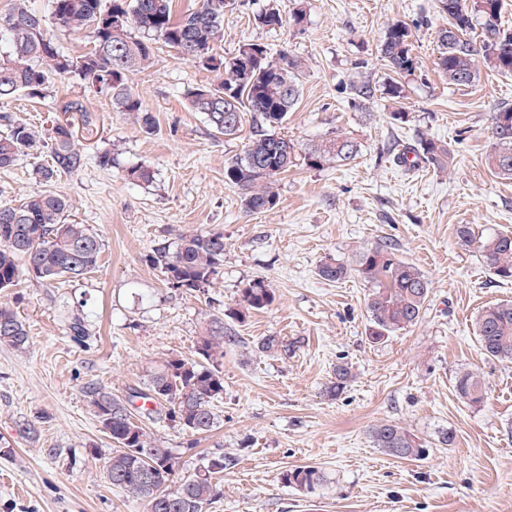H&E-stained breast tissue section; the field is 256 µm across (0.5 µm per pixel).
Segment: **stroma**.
Instances as JSON below:
<instances>
[{"mask_svg": "<svg viewBox=\"0 0 512 512\" xmlns=\"http://www.w3.org/2000/svg\"><path fill=\"white\" fill-rule=\"evenodd\" d=\"M267 3L240 0L225 12L219 53L257 41L272 56L304 59L302 95L281 134L305 145L340 129L360 142V155L322 169L296 163L277 178L275 205L247 213L238 190L225 184L224 167L243 153L249 133H215L189 109L184 89L208 80L195 63L158 41L150 66L132 75L156 118L150 135L114 112L105 94L56 82L55 96L82 99L94 123L76 128L86 165L54 188L104 248L83 279L46 286L24 274L0 293L31 336L22 352L0 346V512H144L106 478L113 443L87 389L122 397L160 360L192 356L206 314L237 306L258 279L275 300L230 325L236 340L224 347L219 427L194 435L134 409L176 454V480L211 456L234 458L206 512H512V364L488 359L472 330L484 307L512 301V283H502L456 235L461 224L484 239L512 233V181L485 165L491 116L512 105V76L486 70L476 85L448 86L435 68L437 33L446 24L439 0H308L301 24L276 30L251 20ZM397 20L412 26L420 64L405 85L403 124L390 123L389 99L361 110L347 91L353 79H381L378 46ZM422 133L454 146L452 170L398 165L396 153ZM110 143L124 166L150 167L153 184L100 167L96 155ZM43 161L28 155L0 170V204L31 194L33 169ZM182 231L224 234V265L208 294L167 288L146 261L158 241ZM379 244L419 268L431 290L417 325L374 343L366 334L371 285L353 266L359 251ZM334 260L351 268L339 282L318 274ZM73 313L87 328L81 343L68 334ZM266 336L280 337L290 351H257ZM340 362L351 379L333 398L326 389ZM462 371L483 376L481 406L457 396ZM388 421L417 435L426 455L401 460L376 448L371 431ZM23 422L36 438L20 434ZM296 466L320 469L322 484L310 493L284 484L283 472Z\"/></svg>", "mask_w": 512, "mask_h": 512, "instance_id": "stroma-1", "label": "stroma"}]
</instances>
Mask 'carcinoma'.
I'll use <instances>...</instances> for the list:
<instances>
[{"label": "carcinoma", "instance_id": "obj_1", "mask_svg": "<svg viewBox=\"0 0 512 512\" xmlns=\"http://www.w3.org/2000/svg\"><path fill=\"white\" fill-rule=\"evenodd\" d=\"M173 0H47V12L32 0H12L8 12L0 13V99L21 93L31 99L50 101L62 116L52 127L25 121L7 122L0 135V169H9L31 151L47 150L49 161L34 168L36 180L48 185L65 173L84 167L86 156L77 146L74 122L79 115L88 125L93 119L79 99L57 101L51 95L58 79L78 81L104 91L112 110L136 122L143 132L155 130V118L129 85V75L149 66L153 42L162 41L180 55L210 73V80L191 86L184 93L190 108L204 115L219 134L232 136L250 115L252 127L245 152L224 167V183L240 190L244 211L259 213L273 207L276 178L293 166L298 153L312 169L355 160L361 145L340 131L331 132L302 148L276 132L288 113L299 103L305 64L283 54L273 59L263 43H245L224 56L215 46L224 39V13L236 0H200L199 7L181 17L172 10ZM448 16L438 33L436 66L450 86L470 87L486 68L501 76H512V31L502 28L503 0H440ZM121 13L128 21L108 23ZM255 24L270 30L283 27L280 10L268 7L253 14ZM86 33L91 48L80 55L63 50L53 31ZM413 32L409 24L395 21L387 26L380 44V57L387 73L382 80L360 79L350 83L351 105L362 108L381 93L391 99L389 119L408 121L405 111V81L416 76L419 62L413 54ZM493 144L486 156L488 170L497 178L512 181V106H501L492 115ZM414 158H408V154ZM397 161L413 167L424 160L440 172L451 169L455 150L422 135L411 147L396 155ZM135 183H153L146 166L125 168ZM457 236L465 246L477 245L486 265L502 281H512V234L501 233L478 239L468 224L458 226ZM103 243L86 224L70 219L68 198L59 191L40 190L17 205H0V292L14 287L26 268L34 279L50 285L62 278L79 279L99 263ZM146 261L161 271L169 287L205 292L212 287L224 265V233L192 232L177 240L156 245ZM356 271L373 285L366 302L367 335L377 343L391 334L416 325L431 290L429 279L403 260L388 245L366 249L358 255ZM325 280L346 278L348 267L339 262L319 266ZM274 301L272 289L256 280L243 290L237 308H225L205 318V327L190 358L170 357L154 365L143 388L125 398L92 387L88 390L94 414L117 448L106 467L111 484L154 505L152 512H205L221 494L220 476L232 461L222 456L206 460L195 473L171 487L176 457L163 448L133 418L129 406L137 399L160 405L166 420L192 434L202 435L218 427L216 404L224 397V343L235 335L224 329V319L240 322L246 313L260 311ZM473 331L483 353L491 360L512 363V302L483 308L473 321ZM30 343L28 330L17 312L0 303V345L24 350ZM350 378L349 368L334 370L330 394L342 390ZM455 391L469 405L485 399L480 374L463 371L455 378ZM373 442L386 454L419 459L426 454L416 437L403 426L385 422L372 430ZM285 484L311 492L323 481L322 472L300 466L284 472Z\"/></svg>", "mask_w": 512, "mask_h": 512}]
</instances>
